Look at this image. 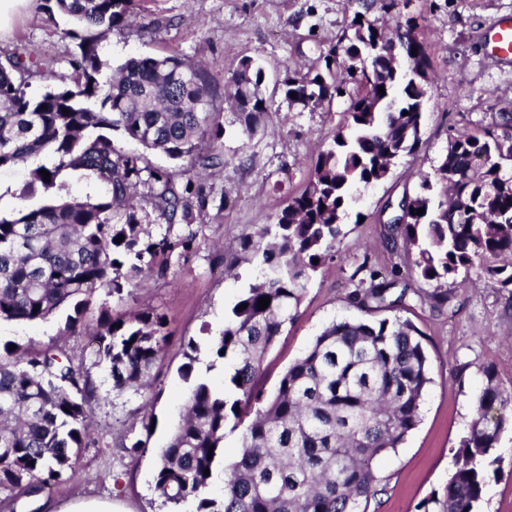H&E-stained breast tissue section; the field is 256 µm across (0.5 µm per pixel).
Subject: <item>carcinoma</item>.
I'll return each instance as SVG.
<instances>
[{"label":"carcinoma","mask_w":512,"mask_h":512,"mask_svg":"<svg viewBox=\"0 0 512 512\" xmlns=\"http://www.w3.org/2000/svg\"><path fill=\"white\" fill-rule=\"evenodd\" d=\"M136 2L56 0L76 23L66 32L79 49L71 74L28 52L6 51L0 62V169L31 166L25 195L50 192L67 168L89 170L109 186L104 200L53 195L37 209L0 219V319L38 322L73 306L65 332L81 327L102 344L99 361L117 393L148 386L168 342L166 318L156 310L114 318L103 306L91 324L85 313L92 297L100 288L121 297L146 278L167 277L172 261L188 260L197 232L173 228L194 223L193 211L208 205L199 177L226 163L215 147L224 129L213 119L201 69L187 59L130 58L100 83L97 41L84 31L104 33L128 23ZM397 7L398 0H370L361 22H351V34L322 56L323 68L304 77L287 70L281 79L280 91L292 105L316 108L345 96L348 106L332 141L314 159L304 190L288 199L274 223L240 241L242 258L257 261L258 273L208 347L231 373L221 392L197 379L186 393L183 415L159 451L155 490L165 503L177 506L193 496L196 512H360L378 492L376 461L418 425L431 382L424 337L397 312L410 309L414 298L433 307L447 303L448 281L472 269L502 288L512 286V168L504 166L512 163V113L502 111L481 134L450 137L434 172L439 196L424 177L385 225V241L401 245L433 291H396V271L388 279L369 270V285L349 294L368 317L326 326L271 397L257 387L261 361L293 320L313 274L336 257L354 191L384 181L395 161L414 155L421 142L431 63L419 27L411 17L396 22L398 50L386 56L391 38L367 17L373 8L389 14ZM35 68L59 85L28 94L26 76ZM263 81V68L243 57L224 83L225 101L234 105L249 140L265 132L271 111ZM90 128L121 132L144 150L187 165L153 168L143 154L117 151L109 137H88ZM46 154L57 159L55 166L40 163ZM142 188L152 221L166 225L158 238L146 228L149 214L136 205ZM413 208L424 213L413 215ZM120 235L122 242H115ZM261 297L270 298L264 310L257 309ZM382 310L393 316L369 318ZM199 351L196 343L186 344L180 370L186 380ZM485 377L454 471L442 491L421 502V512H478L497 461L495 444L512 425V388L502 387L491 370ZM95 394L61 346L0 349L1 490L37 495L74 470L81 450L96 443L90 418ZM250 414L239 454L224 466L218 503L203 493L223 455L224 430ZM151 426L152 418L142 419L141 433L128 432L122 447L131 454L146 448L142 434Z\"/></svg>","instance_id":"carcinoma-1"}]
</instances>
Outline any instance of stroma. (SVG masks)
<instances>
[{"mask_svg":"<svg viewBox=\"0 0 512 512\" xmlns=\"http://www.w3.org/2000/svg\"><path fill=\"white\" fill-rule=\"evenodd\" d=\"M362 8V0H141L131 24L100 37L105 78L131 57L177 53L199 64L224 128L219 146L227 163L203 182L209 203L190 261L121 298L97 291L88 312L96 317L98 307L104 306L116 317L135 309L165 315L170 339L154 371L150 398L113 392L107 368L88 348L86 336L64 335L67 309L41 322L0 321V345L38 348L59 343L72 353L96 388L91 419L103 440L102 447L82 450L74 473L52 490L15 496L0 512H49L50 506L73 498L113 497L128 512H196L195 498L174 507L154 489L157 451L166 446L189 389L179 374L185 361L182 344L192 339L201 348L194 376L222 388L224 364L212 361L206 348L223 330L226 311L257 274L255 264L243 262L234 276H227L225 262L234 256L243 234L272 223L288 197L302 191L312 160L332 138L347 106L339 98L303 109L289 104L275 85L285 71L303 76L319 68L321 50L349 32ZM397 12L417 19L432 62L421 145L415 155L396 162L386 181L356 191L335 261L318 270L294 321L263 358L259 383L266 392H274L288 365L329 323L361 318V311L347 301L359 284L354 272L361 264L383 272L399 270L408 287L428 291V284L408 270L400 251L383 244L384 226L396 215L402 195L416 193L422 177L433 174L449 136L477 132L490 123L493 111L512 107V62L493 60L487 41L493 22L512 13V0H401ZM72 26L52 0H29L9 27L0 30V49L44 54L63 69L78 51L76 41L65 36ZM244 57L262 65L273 99L266 134L250 141L224 100V80ZM27 178L23 165L0 171V187L9 194L0 203V216L10 219L46 203L41 192L22 196ZM55 192L103 199L109 187L90 171L65 169L57 176ZM405 316L425 336L431 382L419 424L395 452L378 461L381 490L365 503V512H417L431 492L443 489L454 469L485 369H493L503 385H512V288L491 284L473 270L449 285L445 305L417 303ZM147 400L155 428L146 452L132 455L120 440L138 424ZM495 455L480 512H512V426L501 432Z\"/></svg>","mask_w":512,"mask_h":512,"instance_id":"stroma-1","label":"stroma"}]
</instances>
